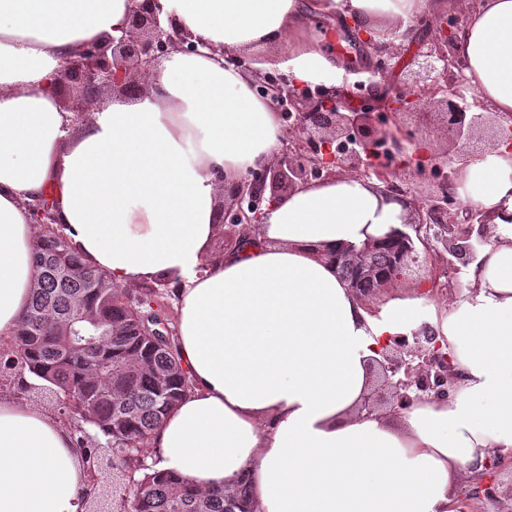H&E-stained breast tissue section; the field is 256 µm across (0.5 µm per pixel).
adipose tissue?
<instances>
[{
	"label": "adipose tissue",
	"instance_id": "adipose-tissue-1",
	"mask_svg": "<svg viewBox=\"0 0 512 512\" xmlns=\"http://www.w3.org/2000/svg\"><path fill=\"white\" fill-rule=\"evenodd\" d=\"M201 53H175L137 99L95 101L75 125L58 97L67 58L120 38L131 0H0V340L35 280L27 204L49 193L83 257L116 284H178L176 349L191 390L153 434L159 469L200 488L248 477L250 512H460L463 475L512 450V157L463 171L489 242L451 305L380 288L364 301L330 254L403 229L409 209L342 174L297 186L207 262L219 181L269 164L284 129L229 55L285 50L293 82L333 87L344 71L302 32L324 15L404 33L435 0H159ZM470 87L512 113V0H477L459 33ZM427 317H420V309ZM429 325L458 377L449 399L400 414L363 399L383 344ZM85 475L69 427L0 396V512H83Z\"/></svg>",
	"mask_w": 512,
	"mask_h": 512
}]
</instances>
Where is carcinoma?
<instances>
[{
  "label": "carcinoma",
  "instance_id": "cac0c4a2",
  "mask_svg": "<svg viewBox=\"0 0 512 512\" xmlns=\"http://www.w3.org/2000/svg\"><path fill=\"white\" fill-rule=\"evenodd\" d=\"M32 255L37 277L10 346L0 349V383L21 400L53 399L86 469L103 453L112 457L120 484L112 512H248L244 478L231 490H205L146 463L152 435L191 389L173 334H155L148 319L169 278L131 292L89 264L56 223L41 225ZM393 262L387 242L364 255L377 272ZM337 267L365 297L381 288L355 265Z\"/></svg>",
  "mask_w": 512,
  "mask_h": 512
}]
</instances>
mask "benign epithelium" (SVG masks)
<instances>
[{
    "instance_id": "7a95c632",
    "label": "benign epithelium",
    "mask_w": 512,
    "mask_h": 512,
    "mask_svg": "<svg viewBox=\"0 0 512 512\" xmlns=\"http://www.w3.org/2000/svg\"><path fill=\"white\" fill-rule=\"evenodd\" d=\"M466 16L434 20L431 39L426 49L405 66V87L408 93L392 96L383 92V111L406 114L420 108L421 102L442 108L448 141L457 148L443 160L416 165L419 173L428 172L438 179L436 191L424 197H408L407 192L390 185L392 172L379 160L399 148L397 138L383 130L382 119L376 113L373 100L355 97L356 104L341 105L347 94L339 90L312 91L289 82L284 77L266 74L255 81L258 93L268 98L288 127L301 134L292 142L288 153L276 158L265 169L251 171L231 184L224 183V175L217 176L222 183L223 201L220 207L221 224L248 227L263 223L266 211L278 199L296 186L312 181H323L336 176V167H349L353 173L366 179L372 177L388 184L387 191L402 197L410 208L407 226L414 234L402 233V267L384 276L386 284L398 283L412 275L416 268H427L429 282L439 283L442 269L436 261L443 260L442 251L457 260L465 254L476 255V245L467 246L472 225L484 223L482 212L473 205L459 211L448 208L450 191L456 189L469 158L507 145L512 155V142H503V134L512 135V114L489 111L485 101L466 85L463 61L459 57L457 35ZM350 39L368 52L381 53L393 41L381 42L344 19ZM205 43L194 42L175 23L162 25L156 0H134L128 27L119 39L102 44L85 45L73 59L65 62L62 70L61 92L79 90V95L63 98L64 108L80 114L86 111L88 100L97 97L99 90L110 88L129 98L142 94L137 77L152 70L158 62L174 52H196ZM53 201L43 195L29 205L34 224L52 223ZM424 224H443L448 236L440 238L443 250L432 248L429 235L422 233ZM415 347L406 354H397L394 348L409 345L404 336L383 346L382 359L376 361V387L379 402L401 410L410 402L409 391L432 393L446 398L456 378V371L442 351L436 337L428 330L414 337ZM512 452L500 453L483 462V472L476 483L463 492L466 499H479L493 505L501 498L512 499V483L503 490L499 478L505 461Z\"/></svg>"
}]
</instances>
